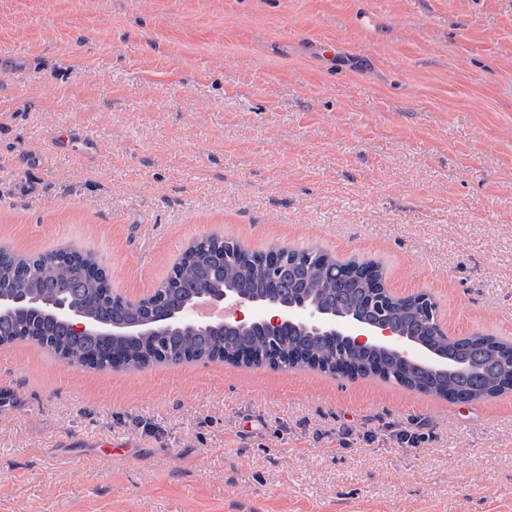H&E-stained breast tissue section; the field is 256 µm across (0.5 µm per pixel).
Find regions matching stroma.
Wrapping results in <instances>:
<instances>
[{
	"instance_id": "obj_1",
	"label": "stroma",
	"mask_w": 512,
	"mask_h": 512,
	"mask_svg": "<svg viewBox=\"0 0 512 512\" xmlns=\"http://www.w3.org/2000/svg\"><path fill=\"white\" fill-rule=\"evenodd\" d=\"M202 236L374 260L512 338V0H0V248L137 299ZM1 393L0 512H512V393L32 342Z\"/></svg>"
}]
</instances>
